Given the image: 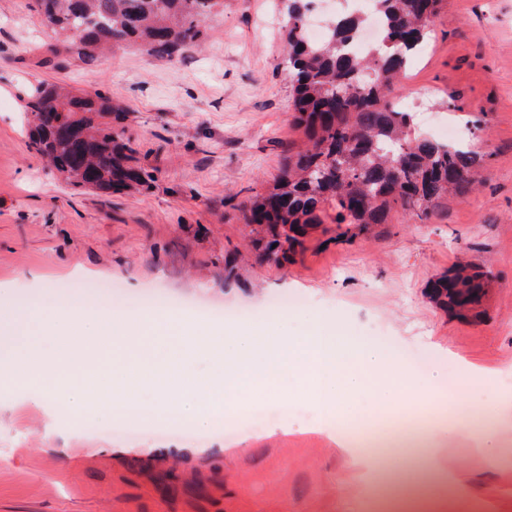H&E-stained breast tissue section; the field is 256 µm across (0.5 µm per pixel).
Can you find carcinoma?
<instances>
[{
	"label": "carcinoma",
	"instance_id": "obj_1",
	"mask_svg": "<svg viewBox=\"0 0 512 512\" xmlns=\"http://www.w3.org/2000/svg\"><path fill=\"white\" fill-rule=\"evenodd\" d=\"M381 40L358 54L363 18L328 20L325 41L306 37L309 0L286 4L285 60L293 89V121L307 142L288 147L272 186L256 194L245 220L266 229L267 260L281 266L303 246L308 230L330 222L341 238L368 234L401 209L423 219L450 193L476 186L482 155L460 145L411 134L409 113L394 107L410 56L419 52L443 0H374ZM57 28L56 56L90 66L129 45L173 60L198 48L205 24L224 12V0H31ZM33 116L29 146L71 185L103 195L144 186L151 175L131 149L93 115L123 108L98 91L75 93L42 82L25 99ZM487 274L459 266L431 285L440 307L479 314Z\"/></svg>",
	"mask_w": 512,
	"mask_h": 512
}]
</instances>
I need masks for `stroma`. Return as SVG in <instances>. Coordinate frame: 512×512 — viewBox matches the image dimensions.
I'll use <instances>...</instances> for the list:
<instances>
[{
	"label": "stroma",
	"mask_w": 512,
	"mask_h": 512,
	"mask_svg": "<svg viewBox=\"0 0 512 512\" xmlns=\"http://www.w3.org/2000/svg\"><path fill=\"white\" fill-rule=\"evenodd\" d=\"M30 0H0V314L33 298L27 276L58 285L79 277L115 288L114 307L146 294L238 310V323L271 315V300L303 299L301 313L329 312L371 336L435 382L418 411L448 408L449 426L497 428L499 461L464 439L442 455L469 496L489 512H512V0H445L430 44L413 57L401 99L414 130L484 156L480 185L428 219L392 211L374 235L339 238L311 230L291 263L262 259L244 207L272 185L291 121L278 0H224L203 49L168 62L135 47L94 67L53 57L57 35ZM111 92L125 108L115 135L152 179L133 194L100 197L69 186L28 145L24 98L35 85ZM488 271L479 317L447 312L430 283L458 260ZM467 365L487 388H448ZM288 398L187 438L131 433L123 424L70 435L47 432L34 407L0 411V512H378L386 480L367 481L326 435L312 408L290 414Z\"/></svg>",
	"instance_id": "stroma-1"
}]
</instances>
